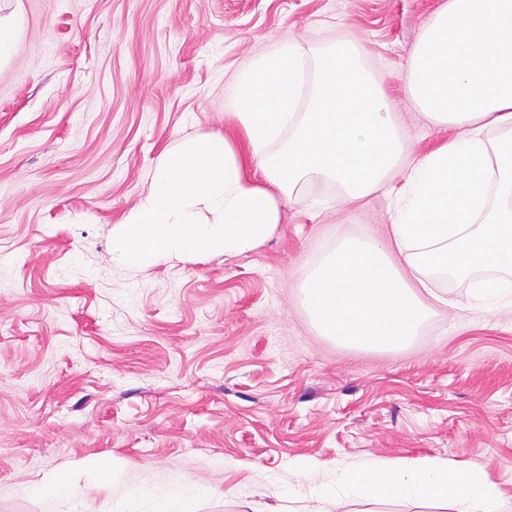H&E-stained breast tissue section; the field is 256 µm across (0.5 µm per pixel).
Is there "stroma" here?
<instances>
[{
  "mask_svg": "<svg viewBox=\"0 0 512 512\" xmlns=\"http://www.w3.org/2000/svg\"><path fill=\"white\" fill-rule=\"evenodd\" d=\"M446 0H0V512H155L181 478L196 512H314L383 460L484 470L512 496V314L438 307L395 351L319 334L300 286L344 235L382 239L391 196L303 184L274 235L233 257L138 271L112 228L163 154L232 134L235 72L282 41L358 52L416 160L457 134L406 90ZM66 496H51L56 476Z\"/></svg>",
  "mask_w": 512,
  "mask_h": 512,
  "instance_id": "1",
  "label": "stroma"
}]
</instances>
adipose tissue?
<instances>
[{
	"label": "adipose tissue",
	"instance_id": "obj_1",
	"mask_svg": "<svg viewBox=\"0 0 512 512\" xmlns=\"http://www.w3.org/2000/svg\"><path fill=\"white\" fill-rule=\"evenodd\" d=\"M304 60L282 43L235 75L229 109L235 137L206 135L165 153L148 195L112 229V255L138 268L161 260L236 256L270 238L281 203L301 182L336 183L351 199L404 184L385 241L340 239L303 284L320 332L369 349L402 346L429 306V280L470 279L476 306L512 305V0H447L416 44L407 91L433 120L458 127L449 143L403 164L400 135L358 54L324 51L307 111L296 104ZM488 130L503 131L495 141ZM244 141L261 170L249 178ZM281 142V150L268 147ZM495 271L494 279L480 271ZM343 493L376 502H436L445 512H512L485 471L426 458L378 464L342 478ZM339 492V493H342ZM339 493L323 490L319 512Z\"/></svg>",
	"mask_w": 512,
	"mask_h": 512
}]
</instances>
